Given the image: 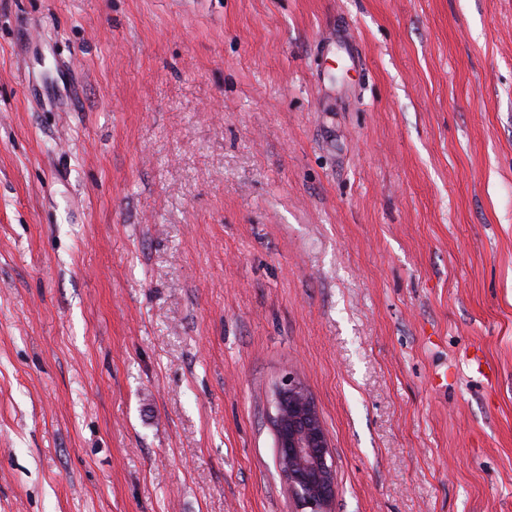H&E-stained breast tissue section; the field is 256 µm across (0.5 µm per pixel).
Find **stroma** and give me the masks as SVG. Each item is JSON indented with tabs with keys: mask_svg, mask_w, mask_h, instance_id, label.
I'll return each mask as SVG.
<instances>
[{
	"mask_svg": "<svg viewBox=\"0 0 512 512\" xmlns=\"http://www.w3.org/2000/svg\"><path fill=\"white\" fill-rule=\"evenodd\" d=\"M512 512V0H0V512ZM271 408L276 462L294 512H332L334 456L312 394L287 373L275 385Z\"/></svg>",
	"mask_w": 512,
	"mask_h": 512,
	"instance_id": "1",
	"label": "stroma"
}]
</instances>
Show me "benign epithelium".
<instances>
[{
    "label": "benign epithelium",
    "instance_id": "obj_1",
    "mask_svg": "<svg viewBox=\"0 0 512 512\" xmlns=\"http://www.w3.org/2000/svg\"><path fill=\"white\" fill-rule=\"evenodd\" d=\"M271 408L276 462L295 512H332L334 456L312 394L287 373L275 385Z\"/></svg>",
    "mask_w": 512,
    "mask_h": 512
}]
</instances>
